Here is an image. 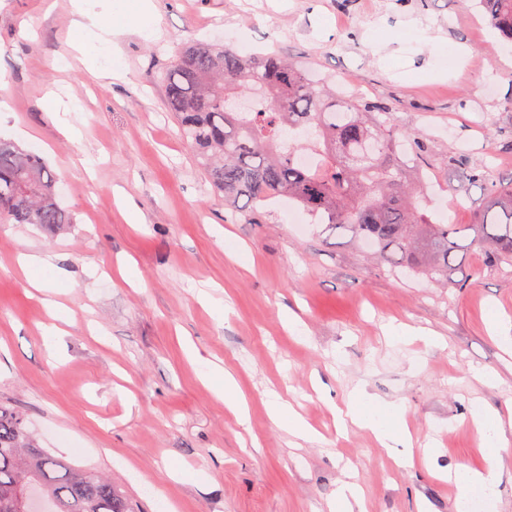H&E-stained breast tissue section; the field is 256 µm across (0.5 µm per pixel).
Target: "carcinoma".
<instances>
[{
  "mask_svg": "<svg viewBox=\"0 0 512 512\" xmlns=\"http://www.w3.org/2000/svg\"><path fill=\"white\" fill-rule=\"evenodd\" d=\"M512 42V0H471ZM167 109L196 153L213 191L234 212L255 218L260 202L285 197L313 220L348 229L380 262L414 275L448 278L473 232L487 259L512 264V176L448 157L488 200L476 222L434 221L422 211L421 179L432 144L380 116L382 103L346 98L310 69L274 52L241 54L219 43L180 45L163 76ZM312 149L313 166L297 153ZM58 179L44 161L0 139V224L59 230L73 217L57 201ZM37 484L51 512H131L104 475L82 472L39 447L23 419L0 407V512Z\"/></svg>",
  "mask_w": 512,
  "mask_h": 512,
  "instance_id": "obj_1",
  "label": "carcinoma"
}]
</instances>
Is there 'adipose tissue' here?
I'll use <instances>...</instances> for the list:
<instances>
[{
	"mask_svg": "<svg viewBox=\"0 0 512 512\" xmlns=\"http://www.w3.org/2000/svg\"><path fill=\"white\" fill-rule=\"evenodd\" d=\"M75 17L72 27L77 38L73 43L78 53L96 51L105 48L112 55H119L118 36L127 23L124 17H102L86 4L85 0H75ZM204 381L214 395L223 400L225 406L234 411L239 418H246L247 404L233 374L217 365L208 366L203 374ZM338 429L347 433L353 426L370 428L382 447L389 448L397 443H410L411 435L403 420V414L389 404L372 402L364 392H356L346 408L338 410Z\"/></svg>",
	"mask_w": 512,
	"mask_h": 512,
	"instance_id": "obj_1",
	"label": "adipose tissue"
}]
</instances>
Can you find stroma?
Instances as JSON below:
<instances>
[{"instance_id": "35a3bbf8", "label": "stroma", "mask_w": 512, "mask_h": 512, "mask_svg": "<svg viewBox=\"0 0 512 512\" xmlns=\"http://www.w3.org/2000/svg\"><path fill=\"white\" fill-rule=\"evenodd\" d=\"M155 41L120 36V77L96 76L72 48L71 0H0V125L29 131L23 148L58 177L73 217L49 232L0 224V405L23 416L40 447L105 474L136 512H329L346 482L362 512H454L447 473L465 465L494 482L485 512H512V444L489 459L478 412L512 432V266L470 248L447 281L392 270L287 200L262 223L232 217L176 118L162 72L181 43L221 41L278 51L337 85L387 102L391 122L432 141L424 208L472 223L485 193L448 168L460 155L512 173V68L503 40L460 0H152ZM428 29L436 49L423 46ZM466 48L455 68L439 62ZM79 102L82 130L64 139L47 94ZM90 160L82 168L81 160ZM129 204L140 223L125 220ZM51 255L48 292L30 288L16 257ZM227 304L202 305L198 291ZM66 307L43 335L47 301ZM424 328L439 345L388 340L387 325ZM231 370L248 403L239 420L200 377ZM399 406L411 448H382L367 429L336 432L356 389ZM278 394L312 425L307 442L277 429ZM431 457H424V447ZM413 456L410 466L399 465Z\"/></svg>"}]
</instances>
